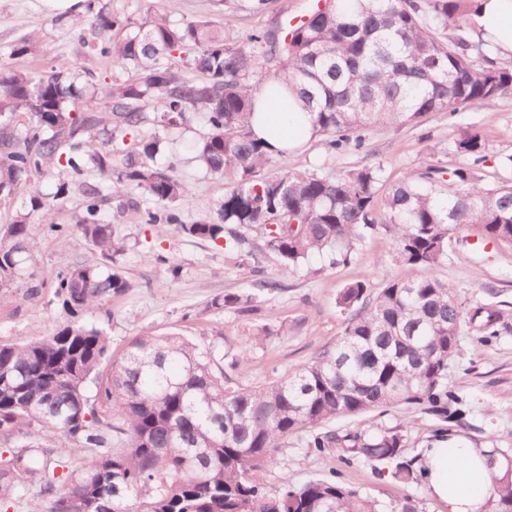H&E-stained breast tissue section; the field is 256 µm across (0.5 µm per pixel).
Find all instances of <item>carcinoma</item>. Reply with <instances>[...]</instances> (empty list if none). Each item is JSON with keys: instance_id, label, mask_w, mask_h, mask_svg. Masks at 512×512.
Wrapping results in <instances>:
<instances>
[{"instance_id": "1", "label": "carcinoma", "mask_w": 512, "mask_h": 512, "mask_svg": "<svg viewBox=\"0 0 512 512\" xmlns=\"http://www.w3.org/2000/svg\"><path fill=\"white\" fill-rule=\"evenodd\" d=\"M477 9V0H326L298 25L245 39L207 17L139 23L100 9L89 19L100 35L93 50L119 71L111 82L94 84L66 61L32 72L0 60V198L26 199L0 229V296L42 295L29 265L36 215L46 232L112 260L121 248L102 218L109 190L144 223L189 237L229 243L240 240L238 229H255L284 273L312 254L346 265L380 227L398 262L428 271L465 232L512 248V183L486 178L485 143L470 131L455 141L461 164L447 170L425 160L385 193L380 168L369 165L334 177H258L276 156L252 126L253 91L267 81L299 95L329 157L362 151L375 128L416 126L512 93V60L490 57L484 41L466 36ZM41 52L29 34L8 57ZM188 112L205 124L198 160L230 184L215 214L185 224L173 212L187 203L184 186L154 158ZM56 162L67 178L46 201L34 180ZM91 169L106 184H87ZM128 187L140 196L126 195ZM76 192L84 202L74 236L54 213ZM293 221L295 231L286 228ZM128 288L116 267L75 264L54 287L66 322L49 336L0 340V510L29 499V512H383L334 481L284 478L269 490L256 473L306 429L448 404L444 379L465 302L433 275L390 278L376 291L366 281L346 284L334 346L250 388L224 374L210 347L184 336H139L114 357L111 337L86 315ZM311 445L387 461L393 478L418 480L396 427L326 431ZM492 505L512 512V479Z\"/></svg>"}]
</instances>
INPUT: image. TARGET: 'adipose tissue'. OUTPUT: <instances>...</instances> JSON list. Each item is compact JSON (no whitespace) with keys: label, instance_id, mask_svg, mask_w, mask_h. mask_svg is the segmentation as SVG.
<instances>
[{"label":"adipose tissue","instance_id":"ef3b65f1","mask_svg":"<svg viewBox=\"0 0 512 512\" xmlns=\"http://www.w3.org/2000/svg\"><path fill=\"white\" fill-rule=\"evenodd\" d=\"M496 53L512 57V0H480L475 17ZM253 131L277 150L309 144L314 130L300 99L285 85L266 83L254 94ZM428 487L447 512H484L496 484L512 473V462L491 459L488 449L450 443L428 449Z\"/></svg>","mask_w":512,"mask_h":512}]
</instances>
